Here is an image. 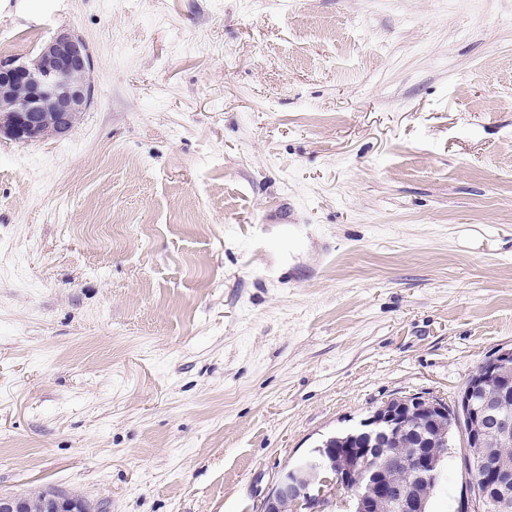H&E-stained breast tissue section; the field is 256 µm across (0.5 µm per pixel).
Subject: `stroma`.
<instances>
[{"instance_id": "1", "label": "stroma", "mask_w": 512, "mask_h": 512, "mask_svg": "<svg viewBox=\"0 0 512 512\" xmlns=\"http://www.w3.org/2000/svg\"><path fill=\"white\" fill-rule=\"evenodd\" d=\"M64 28L89 110L0 139V495L260 512L512 348V0H0L15 63Z\"/></svg>"}]
</instances>
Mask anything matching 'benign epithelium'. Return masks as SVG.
<instances>
[{"label": "benign epithelium", "instance_id": "1", "mask_svg": "<svg viewBox=\"0 0 512 512\" xmlns=\"http://www.w3.org/2000/svg\"><path fill=\"white\" fill-rule=\"evenodd\" d=\"M92 70L86 43L70 31L54 36L31 64L1 66L7 80L0 87V136L29 143L66 135L72 118L90 105ZM486 366V374L469 379L460 396V405L473 422L471 444L480 449L472 468L482 481V488L461 504L460 512H512V464L492 460L485 447L491 440L512 442V419L496 405L497 400L512 397V348L499 352ZM449 411L448 402L438 396L410 395L383 403L347 430L349 447L328 459L312 455L284 469L262 512H324L341 488L353 493V512H380L385 501L395 512H426L421 495L382 480L368 465L380 451L417 477L435 480L447 457L443 425ZM421 419L432 431L420 433V443L410 454L390 447L415 431Z\"/></svg>", "mask_w": 512, "mask_h": 512}]
</instances>
